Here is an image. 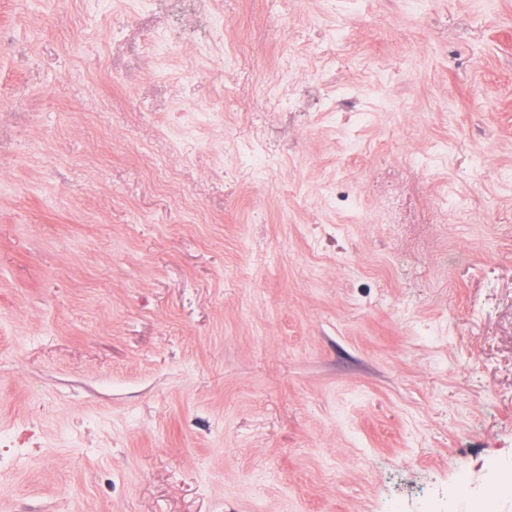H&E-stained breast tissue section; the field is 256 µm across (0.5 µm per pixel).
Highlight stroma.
Here are the masks:
<instances>
[{"label":"stroma","instance_id":"obj_1","mask_svg":"<svg viewBox=\"0 0 512 512\" xmlns=\"http://www.w3.org/2000/svg\"><path fill=\"white\" fill-rule=\"evenodd\" d=\"M510 459L512 0H0V512Z\"/></svg>","mask_w":512,"mask_h":512}]
</instances>
